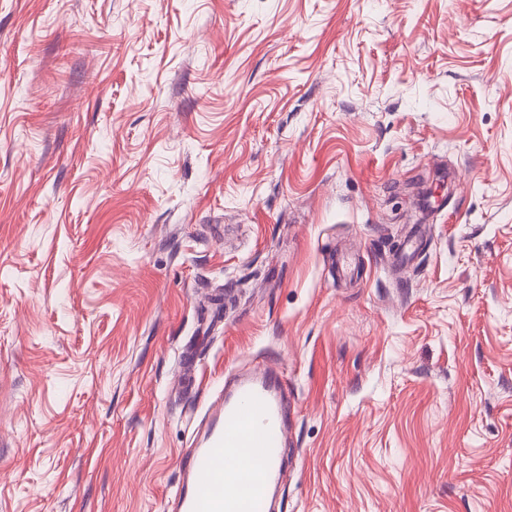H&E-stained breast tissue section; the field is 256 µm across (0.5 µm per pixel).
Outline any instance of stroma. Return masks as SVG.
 <instances>
[{
  "label": "stroma",
  "instance_id": "35a3bbf8",
  "mask_svg": "<svg viewBox=\"0 0 512 512\" xmlns=\"http://www.w3.org/2000/svg\"><path fill=\"white\" fill-rule=\"evenodd\" d=\"M262 363L275 512H512V0H0V512H172Z\"/></svg>",
  "mask_w": 512,
  "mask_h": 512
}]
</instances>
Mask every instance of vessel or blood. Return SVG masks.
<instances>
[{"label": "vessel or blood", "instance_id": "1", "mask_svg": "<svg viewBox=\"0 0 512 512\" xmlns=\"http://www.w3.org/2000/svg\"><path fill=\"white\" fill-rule=\"evenodd\" d=\"M288 385L275 370L228 385L181 461L177 512H268L288 442Z\"/></svg>", "mask_w": 512, "mask_h": 512}]
</instances>
